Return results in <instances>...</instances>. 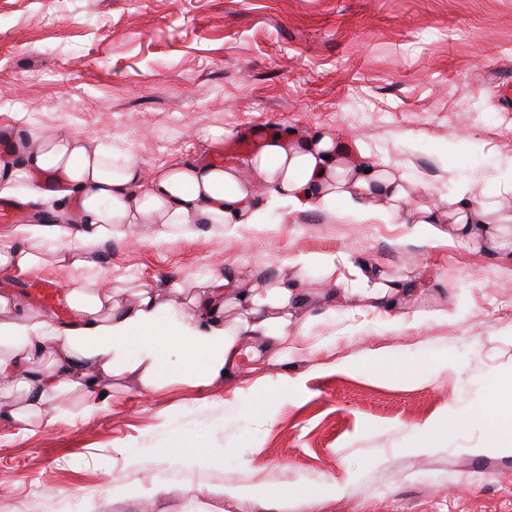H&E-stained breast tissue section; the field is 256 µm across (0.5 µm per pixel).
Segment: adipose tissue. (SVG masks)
<instances>
[{
	"mask_svg": "<svg viewBox=\"0 0 512 512\" xmlns=\"http://www.w3.org/2000/svg\"><path fill=\"white\" fill-rule=\"evenodd\" d=\"M17 150L21 160L0 158L1 196L20 185L28 195H38L34 179L48 172L75 206L74 217L62 221L17 225L13 247L0 251V268L31 271L44 264L42 248L49 245L57 263L73 272L68 301L74 320L64 327L18 310L10 296L0 294V397L23 399L0 419L23 431L70 390L104 393V381L112 375L156 385L173 350L183 354L180 378L208 386L232 366L238 337L278 342L288 334L286 310L298 295L294 285L282 280L242 289L214 275L207 288L190 297L195 316L173 315L165 322L153 285H141L135 304L119 303L115 289L96 288L82 276L97 267L99 248L112 237L133 234L143 224L155 225L157 237L164 238L200 221L218 233L258 223L257 182L270 186L273 202L289 210L329 209L343 201L361 220L378 216L381 201L395 205L407 198L400 176L379 165L343 163L333 137L322 132L299 140L268 136L244 170L200 160L149 178L131 150L114 153L68 134L35 129ZM480 218L463 191L447 210L424 211L417 222L434 239L445 221L464 227ZM229 298L246 313L234 331L220 321Z\"/></svg>",
	"mask_w": 512,
	"mask_h": 512,
	"instance_id": "ef3b65f1",
	"label": "adipose tissue"
}]
</instances>
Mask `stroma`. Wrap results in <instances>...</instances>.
Returning a JSON list of instances; mask_svg holds the SVG:
<instances>
[{"label":"stroma","instance_id":"1","mask_svg":"<svg viewBox=\"0 0 512 512\" xmlns=\"http://www.w3.org/2000/svg\"><path fill=\"white\" fill-rule=\"evenodd\" d=\"M512 0H0V125L132 149L145 173L216 152L198 135L330 133L409 191L390 222L341 209L263 211L225 238L203 224L116 238L89 270L131 304L144 282L189 317L215 274L285 278L288 349L240 338L224 380L127 375L25 433L0 421V512H512ZM468 187L483 225L424 237L414 220ZM349 254L356 269L289 265ZM72 273L0 269V294L67 324ZM56 299L36 301L33 282ZM411 365L404 377L394 370ZM453 423L423 446L422 430Z\"/></svg>","mask_w":512,"mask_h":512}]
</instances>
